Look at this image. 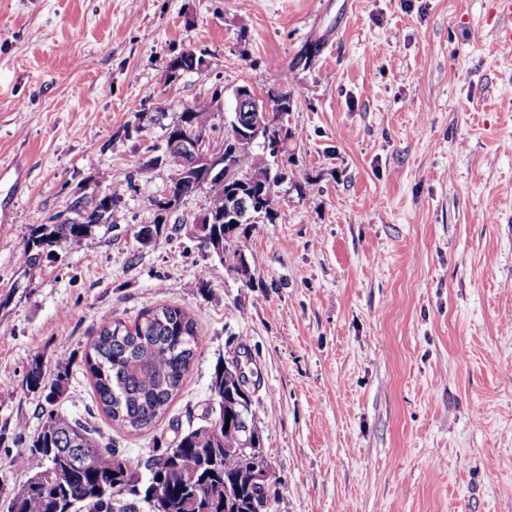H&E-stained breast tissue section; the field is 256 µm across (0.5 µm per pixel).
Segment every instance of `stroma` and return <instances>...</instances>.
Listing matches in <instances>:
<instances>
[{"label":"stroma","mask_w":512,"mask_h":512,"mask_svg":"<svg viewBox=\"0 0 512 512\" xmlns=\"http://www.w3.org/2000/svg\"><path fill=\"white\" fill-rule=\"evenodd\" d=\"M493 0H0V491L20 489L40 400L31 360L70 357L63 411L145 472L201 424L240 359L265 423L270 512H512V45ZM318 51L294 65L307 44ZM208 66L179 78L183 50ZM292 83L278 219L249 228L250 279L160 218L149 166L183 105ZM86 196L112 220L33 271L31 230ZM162 223L149 245L141 226ZM202 329L150 431L98 407L84 356L146 308Z\"/></svg>","instance_id":"35a3bbf8"}]
</instances>
